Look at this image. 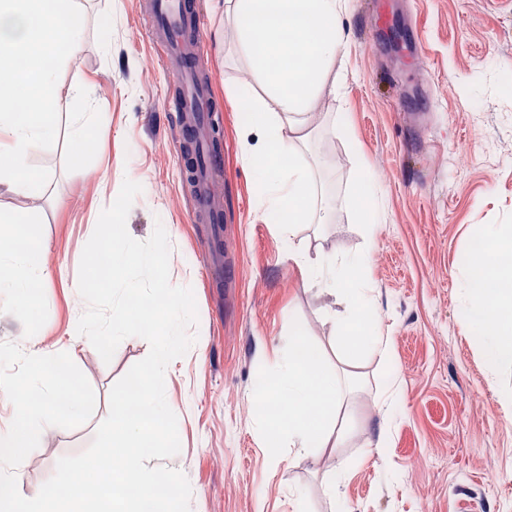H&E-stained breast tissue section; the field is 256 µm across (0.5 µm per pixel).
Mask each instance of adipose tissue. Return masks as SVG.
Listing matches in <instances>:
<instances>
[{
	"instance_id": "adipose-tissue-1",
	"label": "adipose tissue",
	"mask_w": 512,
	"mask_h": 512,
	"mask_svg": "<svg viewBox=\"0 0 512 512\" xmlns=\"http://www.w3.org/2000/svg\"><path fill=\"white\" fill-rule=\"evenodd\" d=\"M469 265L466 309L481 317L492 350L502 352L506 338L500 332L501 309L508 298L494 288L482 259L470 258ZM0 266L7 268L5 284L21 303L28 301L31 285L48 276L47 269L27 250L0 251ZM261 397L284 402V413L274 427L277 432L286 434L289 447L303 451L327 446L337 448L342 444L343 434L335 433L326 421L327 413L341 411L340 385L322 371L312 370L301 348L290 347L280 359L274 380L263 389Z\"/></svg>"
}]
</instances>
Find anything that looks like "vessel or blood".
Segmentation results:
<instances>
[{
	"mask_svg": "<svg viewBox=\"0 0 512 512\" xmlns=\"http://www.w3.org/2000/svg\"><path fill=\"white\" fill-rule=\"evenodd\" d=\"M146 15L160 54L184 60L175 75L182 90L180 103L196 112L200 123L196 132L200 153L189 167L199 186L198 194L192 198L193 214L210 224L223 223L221 211L209 210L206 205L221 161L210 145L213 114L219 106L213 99L210 83L197 75L196 61L209 50L204 18L194 0H148Z\"/></svg>",
	"mask_w": 512,
	"mask_h": 512,
	"instance_id": "obj_1",
	"label": "vessel or blood"
}]
</instances>
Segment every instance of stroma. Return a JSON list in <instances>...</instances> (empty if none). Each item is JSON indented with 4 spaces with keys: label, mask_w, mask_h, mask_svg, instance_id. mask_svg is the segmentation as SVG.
<instances>
[{
    "label": "stroma",
    "mask_w": 512,
    "mask_h": 512,
    "mask_svg": "<svg viewBox=\"0 0 512 512\" xmlns=\"http://www.w3.org/2000/svg\"><path fill=\"white\" fill-rule=\"evenodd\" d=\"M343 46L324 69L302 124L283 129L323 194L328 220L297 227L285 244L266 211L249 159L262 135L246 127L236 91L268 100L241 47L234 0H201L212 49L200 68L221 107L224 212L220 245L206 253L205 222H192L169 105L176 82L149 38L143 0H77L81 45L67 57L56 144L30 151L47 168L44 189L0 192V216L31 218L50 272L40 297L18 307L0 290V342L68 353L96 396L91 418L46 427L17 481L41 489L61 457L84 452L109 410L113 385L149 352L125 339L111 362L74 340L87 305L78 292L83 248L124 180L141 185L126 226L136 240L167 232L172 285L192 287L197 339L168 372L180 452L165 464L187 477L190 512H512V359H495L463 288L474 240L487 226L512 232V0H340ZM402 44L393 48L392 30ZM102 118L82 152L71 128ZM377 186L378 222L356 208L365 179ZM367 257L371 305L392 357L345 359L336 346L347 301L303 283L289 247ZM322 369L349 373L342 447L305 454L272 436L254 403L263 379L294 341ZM389 445L375 447L379 431ZM496 483H489V476Z\"/></svg>",
    "instance_id": "35a3bbf8"
}]
</instances>
